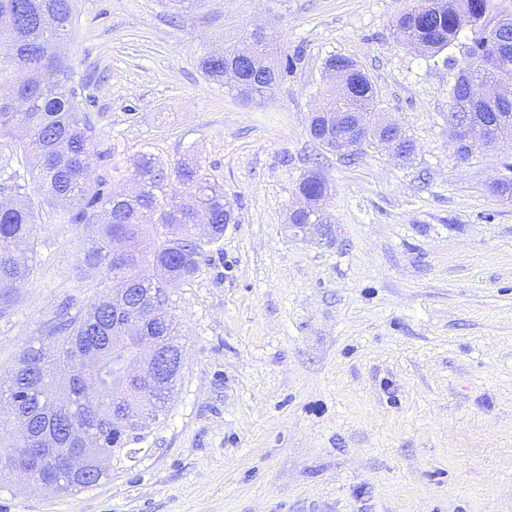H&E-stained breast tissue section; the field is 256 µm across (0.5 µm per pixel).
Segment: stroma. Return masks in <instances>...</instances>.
Masks as SVG:
<instances>
[{
    "label": "stroma",
    "instance_id": "1",
    "mask_svg": "<svg viewBox=\"0 0 512 512\" xmlns=\"http://www.w3.org/2000/svg\"><path fill=\"white\" fill-rule=\"evenodd\" d=\"M412 0H78L64 45L74 80L96 76L93 177L135 187L133 156L199 159L236 221L200 270L170 285L184 344L169 412L135 459L74 494L12 475L0 512H512V202L487 190L512 145L448 133L453 75L400 45ZM260 32L274 61L298 52L272 97L206 79L204 54ZM368 76L412 163L364 145L355 163L314 141L330 55ZM331 186V242L297 234V184ZM37 272L0 319V379L62 302L100 276L89 229L39 213Z\"/></svg>",
    "mask_w": 512,
    "mask_h": 512
}]
</instances>
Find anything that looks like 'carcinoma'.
I'll use <instances>...</instances> for the list:
<instances>
[{"label":"carcinoma","mask_w":512,"mask_h":512,"mask_svg":"<svg viewBox=\"0 0 512 512\" xmlns=\"http://www.w3.org/2000/svg\"><path fill=\"white\" fill-rule=\"evenodd\" d=\"M22 8L20 22L0 25V81L25 101L16 111L11 99L0 96V139L33 154L42 202L63 204L60 219L69 224H100L101 236L90 242L83 264L99 271L107 294L86 310L61 309L46 328L55 340L49 351L31 346L17 361L11 377L0 383V403L14 406L15 430L0 434V488L6 473L19 466L37 468L56 476V489L78 492L109 477L92 469L83 474L60 472L58 459L42 454L47 438H61L69 448L90 457L104 453L112 459L134 458L136 444L146 437L151 422L133 427L121 439L112 434L122 428L112 406L138 397L137 386L124 380L127 363L139 359L140 342L152 341L173 352L183 349L179 325L167 310L166 285L191 279L200 268L205 246L224 236V225L235 221L234 209L224 195V184L197 162L164 165L153 154L134 161L137 191H116L91 177L88 158L95 150L90 83L71 82L68 66L58 52L57 33L71 25L76 0H0V17ZM492 0H418L396 22L394 34L403 43L419 42L436 55L468 36L459 57H446L456 81L450 92L463 95V82L497 83L512 79V43L504 31L512 30V17L492 13ZM234 50L210 53L201 68L214 82L230 84L246 99H264L291 72L295 60L274 71L271 80L244 89L224 64ZM345 72L344 89L325 98L324 119L310 120L309 130L333 122L337 112H368L376 105L373 86L350 58L333 54L325 71ZM476 119L491 124L498 137L512 142V99L472 103ZM490 186L491 193L512 201V162ZM175 182L181 192L168 194ZM25 186L5 181L0 194L12 198L0 211V317L8 316L16 302L17 285L36 271L35 252L39 212L24 197ZM306 206L290 213L291 224H321L319 199L330 186L319 169H309L297 185ZM207 228L199 229L200 215ZM179 377L166 381L159 394L146 400L150 416L167 412Z\"/></svg>","instance_id":"1"}]
</instances>
